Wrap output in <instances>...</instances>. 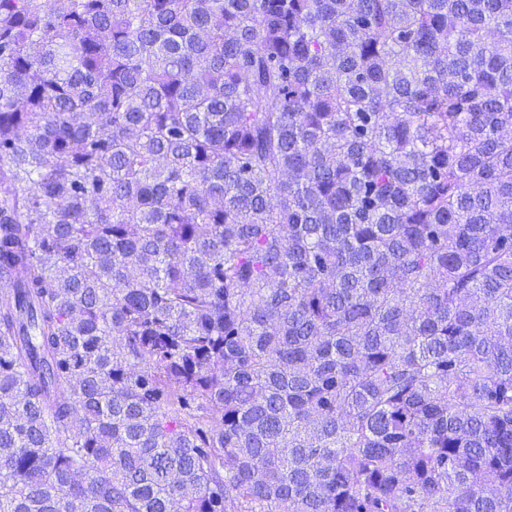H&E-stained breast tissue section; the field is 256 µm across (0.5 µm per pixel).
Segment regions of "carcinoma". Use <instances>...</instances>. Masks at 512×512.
Returning <instances> with one entry per match:
<instances>
[{"mask_svg": "<svg viewBox=\"0 0 512 512\" xmlns=\"http://www.w3.org/2000/svg\"><path fill=\"white\" fill-rule=\"evenodd\" d=\"M0 512H512V0H0Z\"/></svg>", "mask_w": 512, "mask_h": 512, "instance_id": "carcinoma-1", "label": "carcinoma"}]
</instances>
